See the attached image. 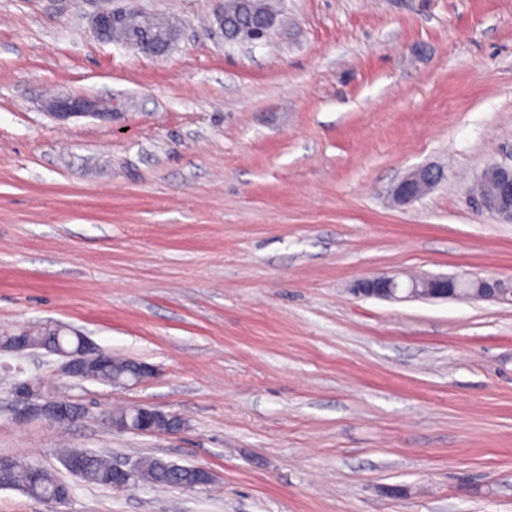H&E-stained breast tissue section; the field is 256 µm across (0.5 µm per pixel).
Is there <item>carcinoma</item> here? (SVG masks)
<instances>
[{"label": "carcinoma", "mask_w": 512, "mask_h": 512, "mask_svg": "<svg viewBox=\"0 0 512 512\" xmlns=\"http://www.w3.org/2000/svg\"><path fill=\"white\" fill-rule=\"evenodd\" d=\"M224 15L232 24L245 25L254 22L257 13L246 10L239 0H224ZM30 339L46 347L73 352L77 350L83 337L63 331L54 324H40L25 328ZM140 376L138 362L113 356L110 364L94 373L93 380L110 385L112 379H124L130 383ZM73 456L83 458L80 478L99 486L112 487V460L100 452L70 448L63 451L62 461ZM196 467L178 465L159 457H145L137 460V469L129 484H143L153 487H183L195 479ZM16 489L43 503L53 504L61 496V491L71 489V485L54 472L34 466L11 456H0V489Z\"/></svg>", "instance_id": "1"}]
</instances>
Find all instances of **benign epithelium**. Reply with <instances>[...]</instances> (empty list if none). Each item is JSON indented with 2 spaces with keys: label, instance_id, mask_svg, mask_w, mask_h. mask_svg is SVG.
<instances>
[{
  "label": "benign epithelium",
  "instance_id": "7a95c632",
  "mask_svg": "<svg viewBox=\"0 0 512 512\" xmlns=\"http://www.w3.org/2000/svg\"><path fill=\"white\" fill-rule=\"evenodd\" d=\"M125 5L103 9L90 21L96 38L103 42H120L132 51L149 58L166 56L176 43L179 28L160 24L154 34H143L137 30L135 21L144 15L137 7L138 0H123ZM278 24V14L259 16V26L229 38L234 43H256L267 38ZM47 113L59 121L74 117L100 116L105 110L103 103L85 95H63L49 98L44 103ZM440 179V173L431 168H420L407 174L393 190V200L398 204H410L427 194ZM471 196L478 208L507 223H512V163H496L485 168L475 180ZM353 293L366 298H379L393 301L408 299H448L467 297L476 300L505 302L512 297V288L495 278L462 279L448 275L415 278L407 285H401L396 278L377 276L358 281ZM62 358L60 371L75 380H88L87 366L104 364L107 351L88 341L77 352L64 353L51 351ZM17 401L28 414L54 418L61 423L72 421V411L77 403L65 396H45L36 385L35 378L17 379L13 389ZM139 418L134 425L112 424L118 430H132L142 434H155L157 430L150 422L163 419L168 413L149 406H135ZM134 468L129 459L112 463L116 476L115 487L126 486Z\"/></svg>",
  "mask_w": 512,
  "mask_h": 512
}]
</instances>
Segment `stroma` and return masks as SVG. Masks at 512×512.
<instances>
[{"label":"stroma","mask_w":512,"mask_h":512,"mask_svg":"<svg viewBox=\"0 0 512 512\" xmlns=\"http://www.w3.org/2000/svg\"><path fill=\"white\" fill-rule=\"evenodd\" d=\"M229 46L216 0L170 53L98 40L106 0H0V328L61 323L151 364L126 387L23 364L86 406L21 415L0 369V456L61 445L209 468L216 487L70 477L58 512H512V303L393 302L357 279L512 281V224L469 187L512 152V0H278ZM56 93L110 100L61 122ZM441 179L395 204L393 185ZM184 418L112 429L114 406ZM259 26L227 39L234 43H256L267 38L278 24V14L259 15ZM440 179V173L431 168H420L407 174L393 190V200L398 204H410L427 194ZM132 409L137 411V413L139 415L137 422L133 426H130L127 423L120 424V425L113 423V421H115V422L122 421L123 418L130 413L129 409L122 408V409H115L112 411V415H111V421L113 420L112 427L115 429L121 430V431L122 430H132V431H136V432H139L142 434H159V433L176 432L180 429L179 427L182 424L181 418L177 417L176 415H172L167 420H163L159 424L158 429L160 431H165V430L174 429V428H179V429L170 430L167 432H159L150 425V422L157 420V419L166 418L171 413H167V412H164V411H161L159 409L149 407V406H135V407H132Z\"/></svg>","instance_id":"obj_1"}]
</instances>
